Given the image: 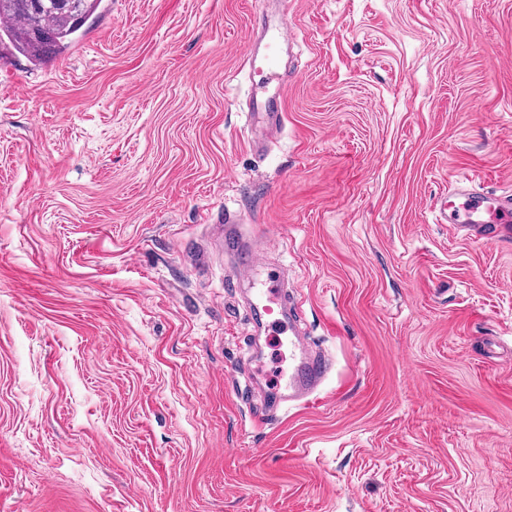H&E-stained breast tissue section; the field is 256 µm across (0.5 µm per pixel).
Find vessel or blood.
<instances>
[{
  "label": "vessel or blood",
  "instance_id": "vessel-or-blood-1",
  "mask_svg": "<svg viewBox=\"0 0 512 512\" xmlns=\"http://www.w3.org/2000/svg\"><path fill=\"white\" fill-rule=\"evenodd\" d=\"M259 22L243 49L242 68L250 82L248 109L251 115L261 118L265 131L277 130L282 124V114L273 104L283 96L286 81L276 66V55L282 44L289 40L282 23L273 21L265 7H258ZM441 223L453 225L464 235L495 242L512 239V194L486 191L481 179L461 176L448 189V196L439 209ZM224 248L229 254L245 252L248 268L261 267L257 242L246 236L236 219H224ZM262 311L269 318L284 314L293 303L291 293L281 284L258 291ZM288 346L294 364L287 381L277 394L289 404L312 395L323 383L328 372V360L312 351L296 328L288 330Z\"/></svg>",
  "mask_w": 512,
  "mask_h": 512
}]
</instances>
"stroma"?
Masks as SVG:
<instances>
[{
	"mask_svg": "<svg viewBox=\"0 0 512 512\" xmlns=\"http://www.w3.org/2000/svg\"><path fill=\"white\" fill-rule=\"evenodd\" d=\"M256 0H102L0 56V512H512V240L436 221L512 186V0H288L298 64L251 147ZM302 290L286 347L224 213ZM270 283H273L271 288H257L258 301L261 310L272 318L271 322L279 324L285 332L288 331V347L293 352L294 364L288 380L277 389L280 400L288 406L293 401L302 400L316 392L327 375L328 359L323 354L312 351L297 329L293 325L287 326L278 317L283 316L288 306L291 308L293 305V294L292 290L288 293L278 280L270 279Z\"/></svg>",
	"mask_w": 512,
	"mask_h": 512,
	"instance_id": "35a3bbf8",
	"label": "stroma"
}]
</instances>
